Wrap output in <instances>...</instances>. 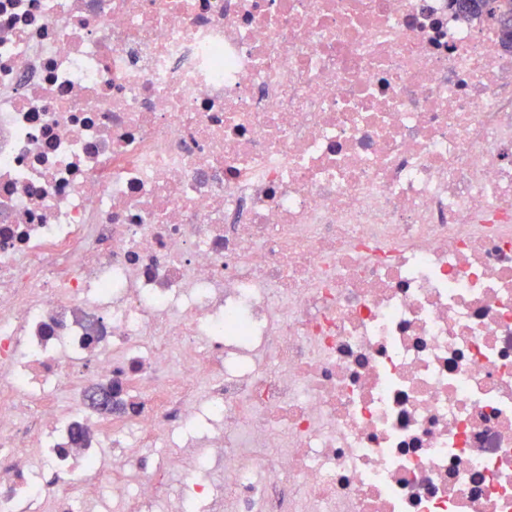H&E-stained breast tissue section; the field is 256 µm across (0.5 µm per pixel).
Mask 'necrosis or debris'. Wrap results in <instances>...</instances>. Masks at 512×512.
<instances>
[{
    "instance_id": "obj_1",
    "label": "necrosis or debris",
    "mask_w": 512,
    "mask_h": 512,
    "mask_svg": "<svg viewBox=\"0 0 512 512\" xmlns=\"http://www.w3.org/2000/svg\"><path fill=\"white\" fill-rule=\"evenodd\" d=\"M175 481L208 512H512L494 17L0 0V512Z\"/></svg>"
}]
</instances>
